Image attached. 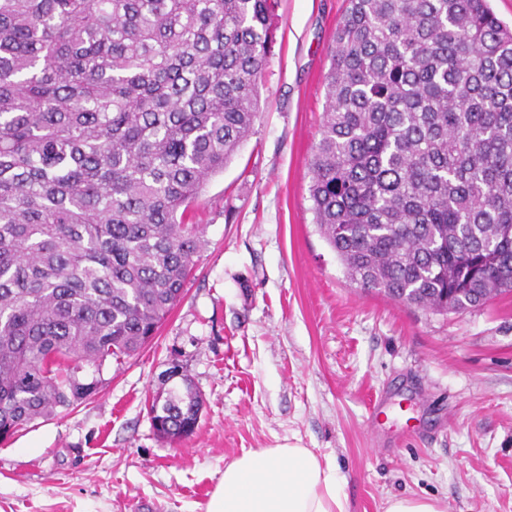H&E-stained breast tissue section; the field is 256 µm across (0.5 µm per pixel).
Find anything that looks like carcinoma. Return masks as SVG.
Instances as JSON below:
<instances>
[{
  "mask_svg": "<svg viewBox=\"0 0 512 512\" xmlns=\"http://www.w3.org/2000/svg\"><path fill=\"white\" fill-rule=\"evenodd\" d=\"M278 0H0V440L96 394L204 245L189 204L253 131ZM310 161L346 277L446 315L512 293V31L488 0H349ZM190 383L156 432L198 427Z\"/></svg>",
  "mask_w": 512,
  "mask_h": 512,
  "instance_id": "carcinoma-1",
  "label": "carcinoma"
}]
</instances>
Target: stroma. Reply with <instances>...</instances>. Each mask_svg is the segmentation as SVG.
<instances>
[{
  "mask_svg": "<svg viewBox=\"0 0 512 512\" xmlns=\"http://www.w3.org/2000/svg\"><path fill=\"white\" fill-rule=\"evenodd\" d=\"M347 0H279L254 130L191 208L204 228L181 301L90 401L0 442V512H205L243 452L301 442L350 512L394 496L512 512V295L439 315L350 282L313 223L309 163ZM191 383L196 432L149 404ZM384 400L371 416L372 397ZM202 400L190 383L185 391L170 390L152 398L150 414L156 432L163 439L176 443L192 435L198 427Z\"/></svg>",
  "mask_w": 512,
  "mask_h": 512,
  "instance_id": "obj_1",
  "label": "stroma"
}]
</instances>
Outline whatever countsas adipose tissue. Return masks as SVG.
Returning a JSON list of instances; mask_svg holds the SVG:
<instances>
[{"label": "adipose tissue", "mask_w": 512, "mask_h": 512, "mask_svg": "<svg viewBox=\"0 0 512 512\" xmlns=\"http://www.w3.org/2000/svg\"><path fill=\"white\" fill-rule=\"evenodd\" d=\"M343 483L326 458L286 442L228 463L205 512H349Z\"/></svg>", "instance_id": "ef3b65f1"}]
</instances>
